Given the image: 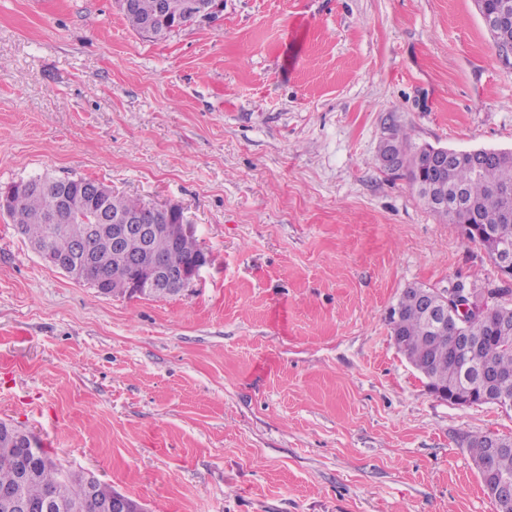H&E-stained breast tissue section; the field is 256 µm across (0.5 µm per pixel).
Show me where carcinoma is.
<instances>
[{
	"label": "carcinoma",
	"instance_id": "cac0c4a2",
	"mask_svg": "<svg viewBox=\"0 0 512 512\" xmlns=\"http://www.w3.org/2000/svg\"><path fill=\"white\" fill-rule=\"evenodd\" d=\"M158 3L159 0H134L133 8L124 12L131 28L143 33L145 22L158 18ZM491 35L500 61L512 65V28L493 31ZM388 138L401 157L399 169L408 171L412 185L430 180L448 190V214L456 223L472 226L468 231L469 239L479 242L492 258L501 245H512V223L505 220V192L512 191V152L495 151V157L477 171L461 157L438 169L431 166L423 148L412 146L404 127L390 126ZM84 182L83 178L63 180L41 175L14 183L9 216L20 225L21 234L30 244L64 250L71 240L83 237L89 225L100 224L105 218L134 212L144 206L138 199L114 194L106 188L101 198L86 200L74 212H60L59 191L65 190L72 197H78L83 193ZM93 248L109 257L108 265L101 270L107 278V286L122 287L125 271L112 257V241L100 237L94 241ZM152 248L172 266L189 262L201 251L194 236L183 234L176 215L168 220L166 231L153 239ZM389 321L398 349L412 365H427L435 386L450 393L466 390L463 369L468 364L474 368L493 369L501 377L502 386L512 388V305H488L483 313L468 316L459 324L450 318L448 331L434 340L430 339L431 332L421 308L411 300L399 301L391 309ZM457 336H473L482 340V345L463 359L457 354ZM459 445L466 448L475 465H488L481 473L484 488H489L495 474L512 476V445L493 457L488 455L485 435H465ZM9 446L7 438L0 439V488L13 483L16 477L13 455L7 451ZM87 479V473L51 461L35 470L24 486V495L29 502L37 504L51 489L59 500L68 501L83 491ZM114 493L112 486L99 484L84 512H98L99 503Z\"/></svg>",
	"mask_w": 512,
	"mask_h": 512
}]
</instances>
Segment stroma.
I'll list each match as a JSON object with an SVG mask.
<instances>
[{
	"label": "stroma",
	"instance_id": "35a3bbf8",
	"mask_svg": "<svg viewBox=\"0 0 512 512\" xmlns=\"http://www.w3.org/2000/svg\"><path fill=\"white\" fill-rule=\"evenodd\" d=\"M512 151V67L475 0H224L156 42L113 0H0V187L90 178L178 205L210 256L104 296L0 211V420L146 512H496L455 405L398 351L406 288L503 289L379 159Z\"/></svg>",
	"mask_w": 512,
	"mask_h": 512
}]
</instances>
